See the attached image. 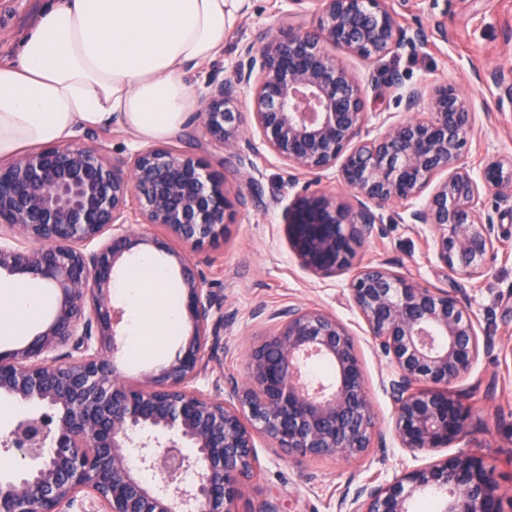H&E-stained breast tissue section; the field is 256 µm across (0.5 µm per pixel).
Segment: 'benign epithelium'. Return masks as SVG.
Masks as SVG:
<instances>
[{"label":"benign epithelium","instance_id":"7a95c632","mask_svg":"<svg viewBox=\"0 0 512 512\" xmlns=\"http://www.w3.org/2000/svg\"><path fill=\"white\" fill-rule=\"evenodd\" d=\"M390 2L317 0L311 29H258L233 75L210 79L193 121L240 166L253 165L257 151L249 131L292 179L339 166L349 198L296 194L283 210L288 247L316 276L348 275L353 306L394 367L385 391L398 443L435 454L357 488L350 512H409V499L427 492L445 494L440 512H500L483 455L440 454L469 435L471 408L447 390L470 373L481 348L463 301L385 263H354L378 232L379 210L397 203L403 220L432 228L438 262L476 279L497 242L482 194L512 199V159L487 160L479 179L462 161L475 112L453 86H406L391 71L386 82L400 90L405 111L429 117L392 122L375 137L365 130L366 91L327 47L379 60L426 43L423 29L397 22ZM243 97L246 114L238 110ZM241 198L195 154L162 145L111 160L101 147L64 144L0 163V224L10 231L0 272L60 291L44 329L0 354V391L39 407L8 435L23 467L0 482V512H236L243 482L260 470L259 436L296 461L356 457L370 447L375 420L355 340L320 309L269 312L279 328L250 349L243 377L228 379V396L195 387L224 331V298L204 288L169 241L196 251L219 239ZM139 244L175 258L188 333L170 362L133 383L115 358L121 319L112 275ZM63 346L65 357L53 355ZM318 360L332 367L331 383L311 377Z\"/></svg>","mask_w":512,"mask_h":512}]
</instances>
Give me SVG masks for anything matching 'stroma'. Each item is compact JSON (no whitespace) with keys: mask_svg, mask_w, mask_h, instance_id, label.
I'll use <instances>...</instances> for the list:
<instances>
[{"mask_svg":"<svg viewBox=\"0 0 512 512\" xmlns=\"http://www.w3.org/2000/svg\"><path fill=\"white\" fill-rule=\"evenodd\" d=\"M43 0H0V61L11 59L23 30ZM316 5L308 0L297 9L290 0H249L248 8L229 29L224 49L212 62L195 70L190 81L205 94L212 74L231 76L241 46L258 28L279 23H316ZM403 25L422 26L428 41L378 61H361L333 48L337 61L353 68L367 88L371 135L403 119L398 92L385 81L398 70L406 83H448L467 93L474 104L476 126L465 160L481 170L486 160L512 157V97L504 92L512 79V0H403L397 8ZM76 144L104 147L109 157L123 158L137 150L134 136L121 126L81 131ZM169 147L200 156L210 170L233 187L246 184L236 162L226 161L222 148L202 131L185 125ZM258 193H244L234 224L223 239L192 254L209 288L224 297V347L216 351L197 380L206 394L223 396L229 376H242L249 349L275 330L266 312L293 305L318 308L335 315L349 329L362 361L376 429L370 448L357 457H327L300 462L289 459L258 438L261 471L245 481L237 512H256L266 499H276L284 512H347L355 488L390 480L404 470L425 464L427 453L399 448L392 429V404L382 389L391 371L388 360L373 346L353 307L345 276L320 278L303 270L284 234L285 205L307 184V177L288 181L283 166L267 151L253 159ZM400 206L382 211L378 234L357 252L364 262L390 263L405 278L448 289L465 298L478 321L480 335L490 340L481 349L471 373L455 385L467 393L471 406V449L486 455L498 478L501 512H512V203L493 209L497 251L485 274L465 280L440 264L430 247L432 230L425 224L400 221ZM34 404L0 401V480L13 476L19 459L4 440L14 423L33 412Z\"/></svg>","mask_w":512,"mask_h":512,"instance_id":"1","label":"stroma"}]
</instances>
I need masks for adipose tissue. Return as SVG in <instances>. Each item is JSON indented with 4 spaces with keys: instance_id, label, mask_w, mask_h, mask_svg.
Returning a JSON list of instances; mask_svg holds the SVG:
<instances>
[{
    "instance_id": "obj_1",
    "label": "adipose tissue",
    "mask_w": 512,
    "mask_h": 512,
    "mask_svg": "<svg viewBox=\"0 0 512 512\" xmlns=\"http://www.w3.org/2000/svg\"><path fill=\"white\" fill-rule=\"evenodd\" d=\"M247 0H48L0 63V158L119 124L142 142L176 135L200 100L188 75L224 48L230 13ZM116 291L133 316L135 349L178 335L182 308L167 270L141 255ZM45 291L0 283V335L39 318Z\"/></svg>"
}]
</instances>
